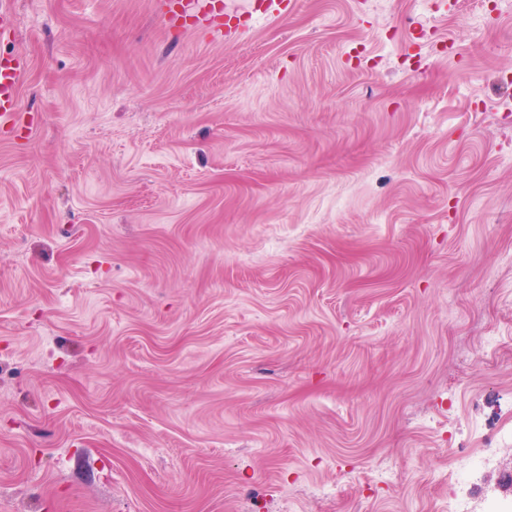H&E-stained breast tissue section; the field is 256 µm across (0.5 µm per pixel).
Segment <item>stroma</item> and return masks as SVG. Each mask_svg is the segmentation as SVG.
<instances>
[{"label":"stroma","mask_w":512,"mask_h":512,"mask_svg":"<svg viewBox=\"0 0 512 512\" xmlns=\"http://www.w3.org/2000/svg\"><path fill=\"white\" fill-rule=\"evenodd\" d=\"M8 2L0 512L512 499V0ZM26 69L22 57L0 55V135L12 133L17 125V94Z\"/></svg>","instance_id":"stroma-1"}]
</instances>
